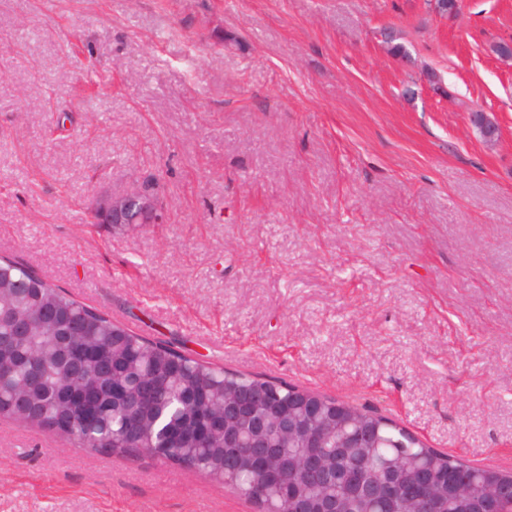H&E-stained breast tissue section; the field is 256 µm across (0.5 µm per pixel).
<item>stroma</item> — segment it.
Instances as JSON below:
<instances>
[{"instance_id":"obj_1","label":"stroma","mask_w":512,"mask_h":512,"mask_svg":"<svg viewBox=\"0 0 512 512\" xmlns=\"http://www.w3.org/2000/svg\"><path fill=\"white\" fill-rule=\"evenodd\" d=\"M509 37L512 0H0V256L512 470ZM133 189L158 223H96ZM0 512L254 508L0 419Z\"/></svg>"}]
</instances>
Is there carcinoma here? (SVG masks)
<instances>
[{
    "label": "carcinoma",
    "instance_id": "obj_1",
    "mask_svg": "<svg viewBox=\"0 0 512 512\" xmlns=\"http://www.w3.org/2000/svg\"><path fill=\"white\" fill-rule=\"evenodd\" d=\"M55 307L67 317L70 336H58L43 314ZM0 314L32 318L31 336H13L0 323V417L38 427L68 439L78 448L122 457L157 455L171 465L194 469L203 477L242 494L258 486L262 475L239 467L232 448H224V399L257 397L256 378L194 359L167 341L137 334L96 309L79 303L64 290L27 268L0 260ZM260 400L276 404L295 386L265 380ZM337 399L327 396L318 415H296L297 428L325 436L331 467L356 475L389 458V477L410 493L419 483L430 484L445 500L442 512H512V473L473 465L451 453L428 447L392 420L369 410L358 448H336ZM288 480L310 495L336 497L339 489L310 478L302 466L309 451L299 438L286 448ZM431 460L433 472L420 475L411 459ZM478 474L459 493L447 476Z\"/></svg>",
    "mask_w": 512,
    "mask_h": 512
}]
</instances>
